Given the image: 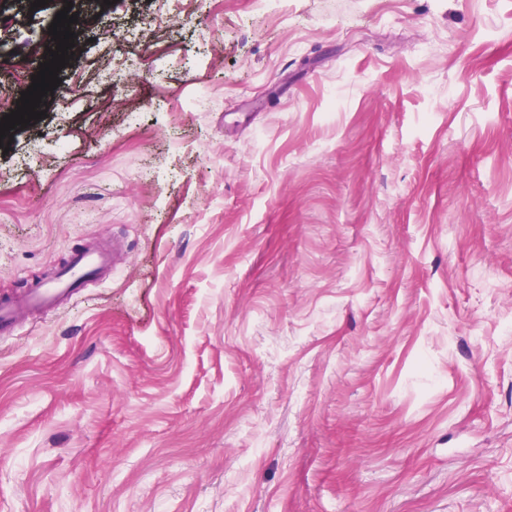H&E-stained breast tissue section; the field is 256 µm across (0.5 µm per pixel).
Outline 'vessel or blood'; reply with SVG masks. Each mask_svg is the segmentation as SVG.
<instances>
[{"label": "vessel or blood", "instance_id": "b4317fda", "mask_svg": "<svg viewBox=\"0 0 512 512\" xmlns=\"http://www.w3.org/2000/svg\"><path fill=\"white\" fill-rule=\"evenodd\" d=\"M112 264L108 247L99 245L80 249L55 275L38 283L19 298H0V330H9L25 309H41L67 301L86 280L108 269Z\"/></svg>", "mask_w": 512, "mask_h": 512}]
</instances>
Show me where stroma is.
I'll list each match as a JSON object with an SVG mask.
<instances>
[{
    "instance_id": "1",
    "label": "stroma",
    "mask_w": 512,
    "mask_h": 512,
    "mask_svg": "<svg viewBox=\"0 0 512 512\" xmlns=\"http://www.w3.org/2000/svg\"><path fill=\"white\" fill-rule=\"evenodd\" d=\"M72 3L0 298L116 249L0 333V512H512V0Z\"/></svg>"
}]
</instances>
